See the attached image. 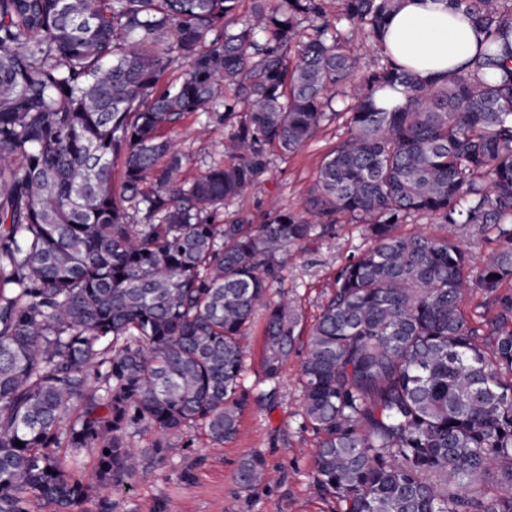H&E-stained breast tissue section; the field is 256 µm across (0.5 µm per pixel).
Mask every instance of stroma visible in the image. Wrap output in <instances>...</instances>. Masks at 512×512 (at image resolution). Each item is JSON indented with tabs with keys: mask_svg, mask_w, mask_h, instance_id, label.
Returning <instances> with one entry per match:
<instances>
[{
	"mask_svg": "<svg viewBox=\"0 0 512 512\" xmlns=\"http://www.w3.org/2000/svg\"><path fill=\"white\" fill-rule=\"evenodd\" d=\"M236 103L244 114L248 100L233 88L218 91L208 111L186 114L165 128L182 157L180 180L191 183L208 168L228 163L225 145L236 125L225 119L224 102ZM345 122L323 126L299 151L284 155L268 151L269 164L258 181L248 187L216 217L224 222L244 214L253 223L267 222L283 211H303L315 188L316 172L324 157L346 136ZM362 224L339 216L334 230L317 242L291 249L282 272V291L301 309L305 326H312L332 291L337 269L370 247ZM262 321H255L246 338L244 385L250 392L240 416L237 438L213 444L204 430L187 431L165 458L149 455L150 434L136 437L140 452L137 475L118 488L99 490L82 512H99V500L112 504V512H335L333 498L322 495L314 479V455L319 439L302 428L300 376L306 343H297L284 361L276 396L263 399ZM263 457L264 482L241 486L236 471L243 457Z\"/></svg>",
	"mask_w": 512,
	"mask_h": 512,
	"instance_id": "1",
	"label": "stroma"
}]
</instances>
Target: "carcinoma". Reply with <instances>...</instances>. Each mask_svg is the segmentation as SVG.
Wrapping results in <instances>:
<instances>
[{"label":"carcinoma","mask_w":512,"mask_h":512,"mask_svg":"<svg viewBox=\"0 0 512 512\" xmlns=\"http://www.w3.org/2000/svg\"><path fill=\"white\" fill-rule=\"evenodd\" d=\"M237 2L0 0V512L89 500L60 448L95 453L117 487L143 432L159 457L191 427L235 439L241 338L265 306L272 397L300 339L301 315L270 298L283 255L338 213L373 245L336 271L309 334L300 416L320 438L316 484L336 512H512V0H451L486 39L432 81L387 52L397 0H340L336 23L367 27L379 51L358 84L324 0H272L231 28ZM304 20L312 37L290 60ZM179 58L181 80L158 89ZM222 81L251 97L235 160L185 187L160 130ZM349 86L348 136L307 208L316 221H211L258 179L266 147L294 153L342 115L332 99ZM399 87L403 105L378 106ZM132 203L147 223H128ZM422 215L445 234L398 233ZM460 224L496 232L479 282L490 319L461 309ZM264 471L251 455L237 478L252 487Z\"/></svg>","instance_id":"carcinoma-1"}]
</instances>
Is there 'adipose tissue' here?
<instances>
[{
    "label": "adipose tissue",
    "mask_w": 512,
    "mask_h": 512,
    "mask_svg": "<svg viewBox=\"0 0 512 512\" xmlns=\"http://www.w3.org/2000/svg\"><path fill=\"white\" fill-rule=\"evenodd\" d=\"M483 38V31L448 0H401L386 43L398 62L430 78L465 65Z\"/></svg>",
    "instance_id": "ef3b65f1"
}]
</instances>
